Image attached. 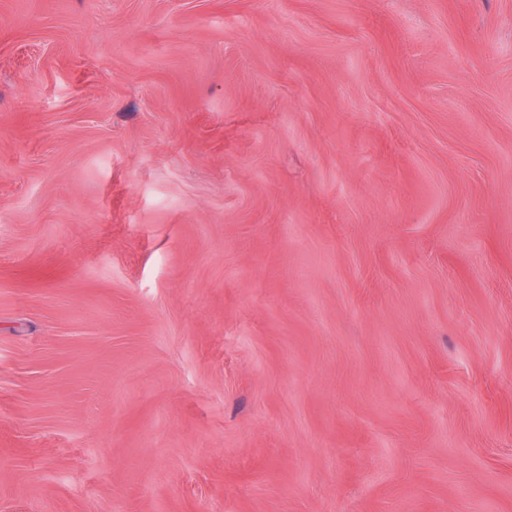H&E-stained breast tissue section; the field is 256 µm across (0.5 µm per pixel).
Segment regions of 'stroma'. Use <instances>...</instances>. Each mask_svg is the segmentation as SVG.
I'll list each match as a JSON object with an SVG mask.
<instances>
[{"instance_id":"obj_1","label":"stroma","mask_w":512,"mask_h":512,"mask_svg":"<svg viewBox=\"0 0 512 512\" xmlns=\"http://www.w3.org/2000/svg\"><path fill=\"white\" fill-rule=\"evenodd\" d=\"M0 512H512V0H0Z\"/></svg>"}]
</instances>
